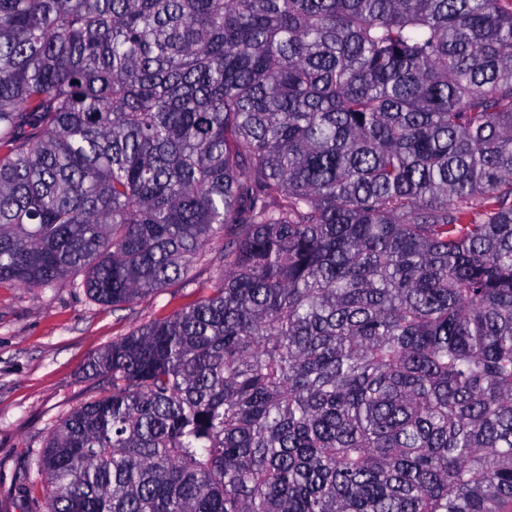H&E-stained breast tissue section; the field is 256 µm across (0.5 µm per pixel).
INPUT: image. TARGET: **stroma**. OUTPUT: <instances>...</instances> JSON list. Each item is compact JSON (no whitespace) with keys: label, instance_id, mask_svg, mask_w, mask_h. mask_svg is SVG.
<instances>
[{"label":"stroma","instance_id":"obj_1","mask_svg":"<svg viewBox=\"0 0 512 512\" xmlns=\"http://www.w3.org/2000/svg\"><path fill=\"white\" fill-rule=\"evenodd\" d=\"M222 241L188 281L118 307L92 301L81 288L0 286V512H25L27 460L50 427L107 395L89 363L112 341L198 298L216 274Z\"/></svg>","mask_w":512,"mask_h":512}]
</instances>
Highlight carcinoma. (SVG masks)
<instances>
[{"mask_svg": "<svg viewBox=\"0 0 512 512\" xmlns=\"http://www.w3.org/2000/svg\"><path fill=\"white\" fill-rule=\"evenodd\" d=\"M216 239L27 512H512V0H0V284Z\"/></svg>", "mask_w": 512, "mask_h": 512, "instance_id": "1", "label": "carcinoma"}]
</instances>
